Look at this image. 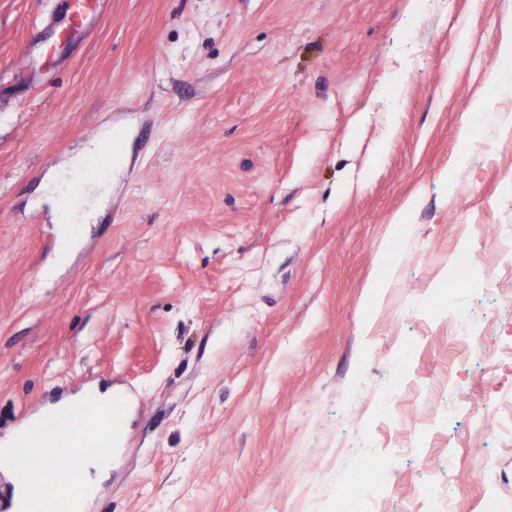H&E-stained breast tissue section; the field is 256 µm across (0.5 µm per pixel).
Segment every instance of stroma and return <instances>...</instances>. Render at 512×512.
<instances>
[{"instance_id": "1", "label": "stroma", "mask_w": 512, "mask_h": 512, "mask_svg": "<svg viewBox=\"0 0 512 512\" xmlns=\"http://www.w3.org/2000/svg\"><path fill=\"white\" fill-rule=\"evenodd\" d=\"M57 3L0 0V439L110 388L86 512H340L368 459L358 512H512V251L477 231L512 226V0H103L29 66ZM117 127L61 252L44 186Z\"/></svg>"}]
</instances>
